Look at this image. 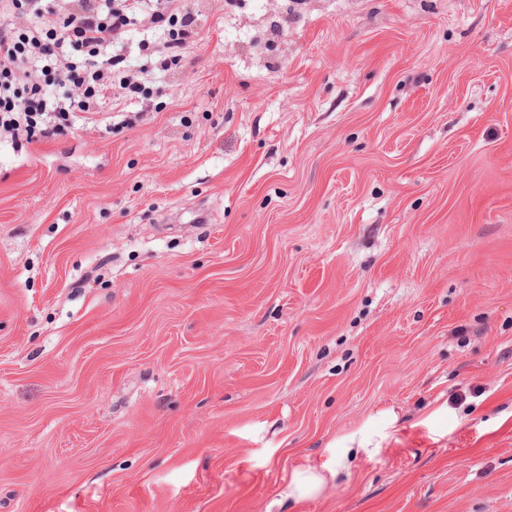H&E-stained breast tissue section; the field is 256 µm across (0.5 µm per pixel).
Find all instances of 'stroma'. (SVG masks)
Masks as SVG:
<instances>
[{"label": "stroma", "instance_id": "stroma-1", "mask_svg": "<svg viewBox=\"0 0 512 512\" xmlns=\"http://www.w3.org/2000/svg\"><path fill=\"white\" fill-rule=\"evenodd\" d=\"M183 4L0 136V512H512V0ZM167 21L170 28H165L163 23L166 22V19L163 16H159L157 19V23H162L159 25V29L165 35L164 40L151 47L150 44L146 43L142 46V50L146 52L151 65V67L144 65L145 67L141 70L142 74L167 71L170 65L179 59V54L173 53L196 42L199 34L197 29L198 22L196 15L192 11L185 9L180 13V17H177L173 25H171L173 23L171 18ZM325 479L310 468L294 472L288 484V494L296 498H308L316 494Z\"/></svg>", "mask_w": 512, "mask_h": 512}]
</instances>
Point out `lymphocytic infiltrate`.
Masks as SVG:
<instances>
[{
  "mask_svg": "<svg viewBox=\"0 0 512 512\" xmlns=\"http://www.w3.org/2000/svg\"><path fill=\"white\" fill-rule=\"evenodd\" d=\"M50 2L0 0V16L6 19L0 25V128L30 142L61 134L77 113L97 111L113 84L131 95L140 88L101 51L122 43L145 0H73L72 11L60 19ZM13 16L24 17L26 26L10 24ZM197 37L196 15L181 12L163 41L146 47L152 70L167 71L177 50ZM67 83L79 86L81 95H49V87Z\"/></svg>",
  "mask_w": 512,
  "mask_h": 512,
  "instance_id": "f902f5d3",
  "label": "lymphocytic infiltrate"
}]
</instances>
